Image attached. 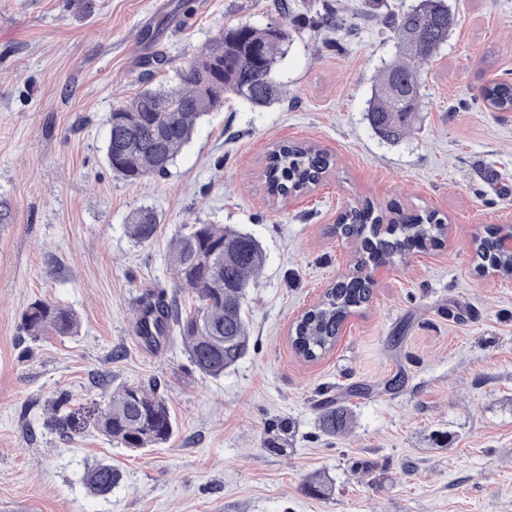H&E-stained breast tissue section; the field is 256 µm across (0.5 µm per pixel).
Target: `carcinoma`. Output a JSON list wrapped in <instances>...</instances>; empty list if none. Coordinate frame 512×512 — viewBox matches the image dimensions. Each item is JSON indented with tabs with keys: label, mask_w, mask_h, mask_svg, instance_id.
I'll use <instances>...</instances> for the list:
<instances>
[{
	"label": "carcinoma",
	"mask_w": 512,
	"mask_h": 512,
	"mask_svg": "<svg viewBox=\"0 0 512 512\" xmlns=\"http://www.w3.org/2000/svg\"><path fill=\"white\" fill-rule=\"evenodd\" d=\"M277 12L282 18L278 32L269 24L264 28L247 23L227 26L216 35L224 42L222 54L213 55L207 44L180 69L174 83L144 88L114 108L105 144V157L114 173L129 182L167 173L199 121L221 110L230 96L256 107L281 100L283 90L275 73L288 44L285 21L294 12L293 0H278ZM310 23L342 27L330 3L322 5ZM457 24L446 0H418L397 17L395 58L378 71L365 111V120L381 140L395 143L412 131L421 109L420 67L448 43ZM481 97L489 109L508 111L512 83L493 81L482 87ZM333 163L332 154L323 148L283 143L271 150L268 181L301 190ZM384 219L366 204L346 211L336 225L341 238L357 244L355 272L336 280L297 321L290 342L299 357L319 359L335 345L345 320L370 301L373 284L362 274L369 262L416 245H438L446 234L444 219L432 210L416 215L398 211L389 222ZM157 224L154 211L141 207L131 214L129 236L137 243L146 242ZM169 254L175 271L174 295L168 299L147 292L138 298L136 334L148 346L157 347L177 328L197 371L220 378L248 351L244 300L250 282L264 267L265 250L255 237L233 225L194 224L172 240ZM475 254L480 267L512 276V254L501 250L498 233L489 231L475 239ZM179 292L195 295L194 311L182 313ZM21 325L36 338L68 336L77 332L79 320L68 308L36 299L22 314ZM349 420L347 409L330 405L320 415V427L335 435L345 430ZM95 426L99 434L131 451L165 444L175 432L166 401L136 384L112 392ZM121 479L119 469L107 463L94 464L85 475L89 489L99 495L110 493Z\"/></svg>",
	"instance_id": "obj_1"
}]
</instances>
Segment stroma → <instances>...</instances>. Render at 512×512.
<instances>
[{
    "label": "stroma",
    "mask_w": 512,
    "mask_h": 512,
    "mask_svg": "<svg viewBox=\"0 0 512 512\" xmlns=\"http://www.w3.org/2000/svg\"><path fill=\"white\" fill-rule=\"evenodd\" d=\"M416 0H332L354 33L291 27L279 103L228 99L198 124L162 176L135 184L108 165L113 108L169 84L224 26L262 28L275 0H0V512H512V277L478 272L473 238L512 226V112L480 92L512 81V0H447L458 25L421 68L422 106L396 144L364 119L375 76L396 49L391 17ZM283 141L327 149L335 165L312 193L272 204L263 161ZM436 211L440 246L368 265L370 301L318 360L288 330L355 246L339 215ZM142 206L159 219L138 244ZM191 224L254 235L265 265L247 294L250 349L202 377L178 332L161 348L134 329V301L172 290L169 247ZM72 309L74 335L32 339L29 302ZM403 376L400 390L387 382ZM156 384L171 441L130 451L89 423L124 384ZM75 412L74 430L50 406ZM347 406L324 434L325 401ZM123 473L89 491L88 466ZM327 498L308 495L314 476ZM129 220L128 233L136 243L151 239L159 223L157 215L147 207H140L134 211ZM320 415L321 429L331 435L342 432L347 427L350 416L348 410L343 407L327 405Z\"/></svg>",
    "instance_id": "stroma-1"
}]
</instances>
